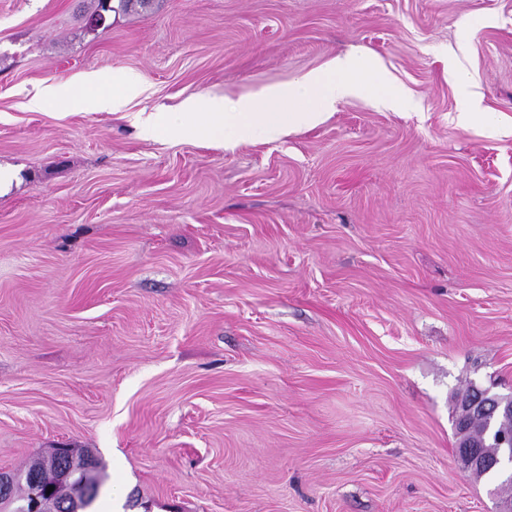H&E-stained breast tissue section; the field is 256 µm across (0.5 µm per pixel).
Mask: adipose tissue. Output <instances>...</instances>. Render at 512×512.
I'll use <instances>...</instances> for the list:
<instances>
[{"instance_id":"adipose-tissue-1","label":"adipose tissue","mask_w":512,"mask_h":512,"mask_svg":"<svg viewBox=\"0 0 512 512\" xmlns=\"http://www.w3.org/2000/svg\"><path fill=\"white\" fill-rule=\"evenodd\" d=\"M138 92L139 85L130 75L90 72L77 85L62 82L44 87L39 98L60 103L78 99L87 111L116 112Z\"/></svg>"}]
</instances>
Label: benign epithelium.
<instances>
[{"label": "benign epithelium", "mask_w": 512, "mask_h": 512, "mask_svg": "<svg viewBox=\"0 0 512 512\" xmlns=\"http://www.w3.org/2000/svg\"><path fill=\"white\" fill-rule=\"evenodd\" d=\"M455 460L458 467L471 474L482 476L493 472L507 474L512 482V434L497 433L489 425L480 435L472 433V417L485 414L512 425V396H500L490 390H478L474 396H465L457 408ZM20 475L0 473V512H39L42 507V489L39 481L29 482V494L19 506H14L12 489Z\"/></svg>", "instance_id": "obj_1"}]
</instances>
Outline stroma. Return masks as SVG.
<instances>
[{
    "instance_id": "obj_1",
    "label": "stroma",
    "mask_w": 512,
    "mask_h": 512,
    "mask_svg": "<svg viewBox=\"0 0 512 512\" xmlns=\"http://www.w3.org/2000/svg\"><path fill=\"white\" fill-rule=\"evenodd\" d=\"M93 7L0 0V472L64 447L127 512H496L454 453L458 396L512 394V0ZM346 53L405 105L232 152L136 126ZM89 71L143 91L30 107ZM105 1H107V0H94V2H95L94 10L89 15V17L85 23L86 28L89 29L90 31H95L101 27V26L100 27H92L90 25L98 26L101 23H103L105 21V15L103 13H105V12H111V13H113V12L116 13L117 11L118 12H120V11L127 12L131 9H134L136 6L144 7L150 3V0H112V3H111V1L108 3V8H107L106 4L104 3ZM113 2H117L116 7H114ZM110 3L112 5V8H109ZM88 20H89L90 25L88 24Z\"/></svg>"
}]
</instances>
